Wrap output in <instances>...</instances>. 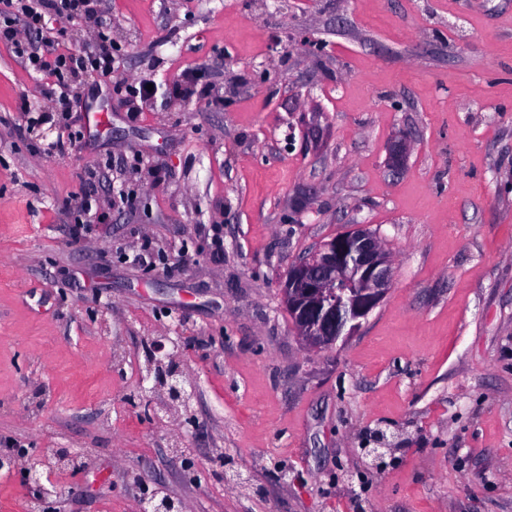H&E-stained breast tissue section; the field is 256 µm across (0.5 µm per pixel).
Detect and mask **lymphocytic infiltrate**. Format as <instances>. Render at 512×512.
<instances>
[{
	"label": "lymphocytic infiltrate",
	"instance_id": "1",
	"mask_svg": "<svg viewBox=\"0 0 512 512\" xmlns=\"http://www.w3.org/2000/svg\"><path fill=\"white\" fill-rule=\"evenodd\" d=\"M95 0H0V42L12 45L30 66L54 78L56 87L49 90L50 106L24 108L25 125L58 121L60 108L66 107L70 84L77 78L109 79L118 77L121 61L113 51L112 27L97 19ZM67 19L96 18L98 47L93 51L60 47L57 37H46L48 53L30 51L21 40L22 31H42L48 16Z\"/></svg>",
	"mask_w": 512,
	"mask_h": 512
}]
</instances>
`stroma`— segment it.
<instances>
[{
  "mask_svg": "<svg viewBox=\"0 0 512 512\" xmlns=\"http://www.w3.org/2000/svg\"><path fill=\"white\" fill-rule=\"evenodd\" d=\"M97 10L143 112L84 79L22 131L49 80L0 44V451H29L0 512H512V0ZM196 70L213 100L173 93ZM91 106L105 129L43 152ZM362 227L392 285L309 348L288 266ZM158 341L186 404L140 391ZM119 82L117 89H122L124 87L132 98L130 100V104L132 105L129 109L130 112H141L143 106L150 104L155 97L156 91L154 85L149 80H140L135 84H128L122 79H120ZM147 84H152L153 90L148 91V89H146Z\"/></svg>",
  "mask_w": 512,
  "mask_h": 512,
  "instance_id": "stroma-1",
  "label": "stroma"
}]
</instances>
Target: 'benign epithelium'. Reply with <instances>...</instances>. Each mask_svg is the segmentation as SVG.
Returning <instances> with one entry per match:
<instances>
[{
    "label": "benign epithelium",
    "instance_id": "obj_1",
    "mask_svg": "<svg viewBox=\"0 0 512 512\" xmlns=\"http://www.w3.org/2000/svg\"><path fill=\"white\" fill-rule=\"evenodd\" d=\"M410 144L401 138L390 151L389 165L399 168ZM392 284V260L376 234L367 228L338 235L288 267L282 297L299 334L311 348L333 345L352 335L377 307ZM150 358L154 388L176 405L184 398V381L173 355Z\"/></svg>",
    "mask_w": 512,
    "mask_h": 512
}]
</instances>
